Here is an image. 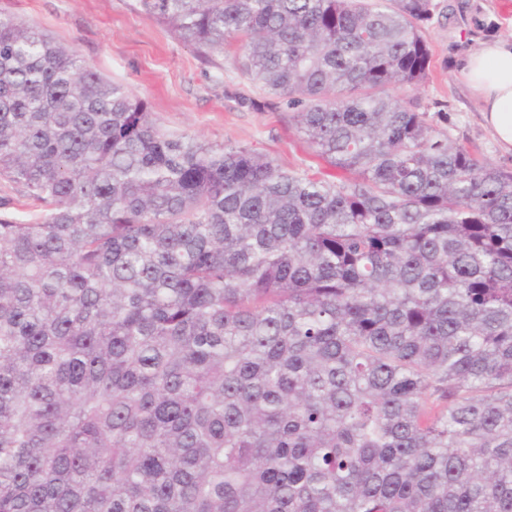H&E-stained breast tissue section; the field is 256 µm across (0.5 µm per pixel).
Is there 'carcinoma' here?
Here are the masks:
<instances>
[{"label":"carcinoma","mask_w":512,"mask_h":512,"mask_svg":"<svg viewBox=\"0 0 512 512\" xmlns=\"http://www.w3.org/2000/svg\"><path fill=\"white\" fill-rule=\"evenodd\" d=\"M139 6L347 177L0 14V512H512V171L412 106L432 0ZM0 212L8 211L23 221L35 220L40 214V208L31 200L22 196L20 188L6 179L0 178Z\"/></svg>","instance_id":"carcinoma-1"}]
</instances>
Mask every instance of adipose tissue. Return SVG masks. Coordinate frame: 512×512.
<instances>
[{"label": "adipose tissue", "instance_id": "ef3b65f1", "mask_svg": "<svg viewBox=\"0 0 512 512\" xmlns=\"http://www.w3.org/2000/svg\"><path fill=\"white\" fill-rule=\"evenodd\" d=\"M475 99L484 126L503 151L512 153V41L481 42L459 70Z\"/></svg>", "mask_w": 512, "mask_h": 512}]
</instances>
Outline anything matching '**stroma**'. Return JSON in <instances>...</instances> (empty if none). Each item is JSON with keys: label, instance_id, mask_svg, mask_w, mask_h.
I'll list each match as a JSON object with an SVG mask.
<instances>
[{"label": "stroma", "instance_id": "1", "mask_svg": "<svg viewBox=\"0 0 512 512\" xmlns=\"http://www.w3.org/2000/svg\"><path fill=\"white\" fill-rule=\"evenodd\" d=\"M423 26L428 78L413 95L429 123L493 165L512 170L483 126L459 77V64L487 38L512 37V0H433ZM0 13L34 24L72 47L95 71L148 102L161 128L211 145H237L283 170L328 181L342 178L296 128L294 112L241 72L238 41L207 51L146 16L138 0H0Z\"/></svg>", "mask_w": 512, "mask_h": 512}]
</instances>
